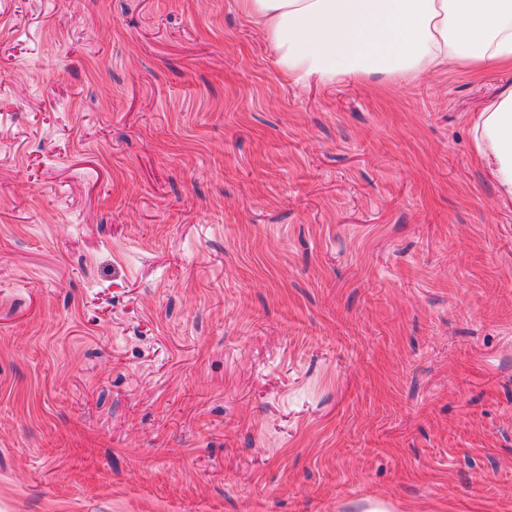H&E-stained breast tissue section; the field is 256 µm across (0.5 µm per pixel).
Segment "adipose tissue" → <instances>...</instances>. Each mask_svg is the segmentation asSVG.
I'll list each match as a JSON object with an SVG mask.
<instances>
[{
    "instance_id": "adipose-tissue-1",
    "label": "adipose tissue",
    "mask_w": 512,
    "mask_h": 512,
    "mask_svg": "<svg viewBox=\"0 0 512 512\" xmlns=\"http://www.w3.org/2000/svg\"><path fill=\"white\" fill-rule=\"evenodd\" d=\"M290 79L330 82L380 69L420 76L456 64L512 68V0H238ZM478 159L512 200V87L474 123Z\"/></svg>"
}]
</instances>
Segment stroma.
I'll list each match as a JSON object with an SVG mask.
<instances>
[{"instance_id":"1","label":"stroma","mask_w":512,"mask_h":512,"mask_svg":"<svg viewBox=\"0 0 512 512\" xmlns=\"http://www.w3.org/2000/svg\"><path fill=\"white\" fill-rule=\"evenodd\" d=\"M509 85L0 0V512H512ZM473 128L478 159L489 170L500 198L512 200V87L487 102Z\"/></svg>"}]
</instances>
